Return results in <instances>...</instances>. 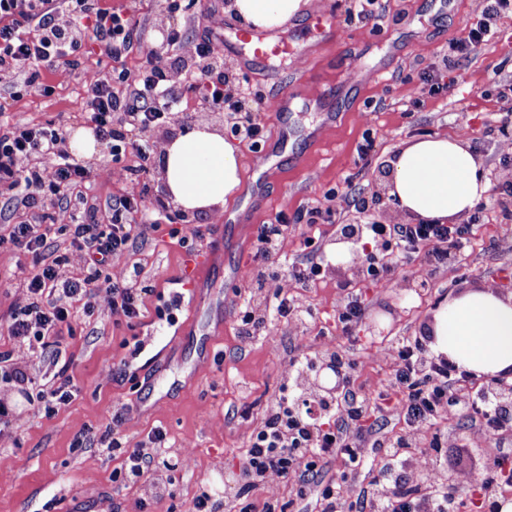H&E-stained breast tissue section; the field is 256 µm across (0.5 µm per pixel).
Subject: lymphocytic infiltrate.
Returning a JSON list of instances; mask_svg holds the SVG:
<instances>
[{
  "label": "lymphocytic infiltrate",
  "instance_id": "lymphocytic-infiltrate-1",
  "mask_svg": "<svg viewBox=\"0 0 512 512\" xmlns=\"http://www.w3.org/2000/svg\"><path fill=\"white\" fill-rule=\"evenodd\" d=\"M508 13H512V0H483L477 21L450 39L449 53L467 56L485 45L495 34L497 20ZM136 26L129 11L108 7L101 0H0V77L19 84L24 92L49 96L52 86L29 73L31 63L53 71L71 69L89 43L112 58H121ZM165 39L177 60L194 62V69L176 76L170 67L150 59L134 72L121 69L94 74L83 97V116L97 137L110 143L113 161L129 154L139 158V166L132 170L136 176L148 175L147 162L159 149L158 143L143 140L142 132L163 122L182 103L175 85L197 93L202 103L226 107L231 115L240 114L243 108L241 100L227 91L222 41L187 39L173 26L166 28ZM67 132L64 124L36 123L21 113L0 123V199L27 214L26 220L0 233V248L22 250L38 264L26 285L28 298L11 311L6 329L36 357L58 345L76 317L75 303L97 291L108 295L116 321L130 324L142 317L153 290L141 284L138 268L119 269L115 263L135 240L146 239L169 220L162 202L145 206L151 192L145 183L138 193L114 199L111 224H95L87 200L74 190L97 180L117 179L118 174L71 155L66 149ZM54 227L69 234L82 256L84 275L64 276L66 259L62 256L44 262L45 239ZM295 230L284 215L277 223L259 225L246 280L251 287L272 293L276 316L302 325L312 320L313 312L304 306L298 291L320 276L323 265L311 260L282 265L280 258ZM359 234L392 252L391 259L381 263L362 257L360 272L365 278L389 281L402 259L416 253L420 262L414 274L424 281L437 271L456 269L470 244L472 227L424 221L368 223L360 226ZM374 356L393 366L394 384L404 393L397 415L407 433L388 438L392 450L419 441L434 451L444 447L446 438L438 424L453 410L472 419L471 446L485 447L512 432V400L470 384L468 374L448 359L431 355L421 338L392 341L378 347ZM331 358L341 380L339 400L306 399L296 389L281 395L263 424L251 433L241 468L252 487L272 477L292 481L300 492L315 497L319 512H340V493L332 481L309 484V473L339 456L356 466L367 465L370 453L364 444V422L372 412L387 410L386 405L372 404L361 394L350 360L337 352ZM122 424V415H113L114 433L106 450L124 458L115 479L135 486L145 483L163 463L158 447L165 436L155 433L152 447L130 450L119 433ZM380 476L383 492L376 497V512H444L459 488L477 483L490 495L506 473L499 461L480 477L459 471L451 484L436 471L414 469L402 474L388 467Z\"/></svg>",
  "mask_w": 512,
  "mask_h": 512
}]
</instances>
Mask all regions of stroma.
<instances>
[{
  "label": "stroma",
  "instance_id": "35a3bbf8",
  "mask_svg": "<svg viewBox=\"0 0 512 512\" xmlns=\"http://www.w3.org/2000/svg\"><path fill=\"white\" fill-rule=\"evenodd\" d=\"M134 16L133 42L121 59L92 51L70 70L42 71L55 87L50 97L17 95L0 87V112L25 113L31 121L64 120L75 137L85 139L77 156L90 165L111 164L110 145L97 142L82 117V96L88 78L112 68L135 69L146 50L160 47L159 20L183 29L191 39L208 26V8L222 12L225 27L240 20L225 12L224 0H197L172 11L168 0H105ZM322 0H309L281 32L300 45L299 54L274 58L248 67L232 52L224 54V70L232 75L233 92L268 100L280 91H295L291 112L266 113L267 132L259 146L236 140L240 152L238 192L217 213L189 217V227H201L203 237L179 242L169 225L149 239L136 241L124 257L138 267L144 285L156 293L146 300V312L133 324L115 322L105 292L93 298L94 310L81 316L75 331L60 338L57 353L41 358L9 339L3 325L15 305L27 298L25 282L33 267L21 252L0 248V352L25 366L36 384L46 383L68 367L77 392L53 417H45L35 395L22 396L0 382V397L9 399L11 424L0 431V512H189L194 498L210 484L221 487L216 512H235L241 485L235 479L247 438L264 420L268 406L289 387L288 365L301 352L333 350L355 365L357 384L368 398L394 376L392 365L372 358L375 347L401 337H421L448 294L475 285H512V221L498 213L512 203L500 192L512 174V153L503 154L498 135L488 126L495 113L512 104V14L497 23V33L482 49L448 67V41L476 22L481 0H377L376 27L356 16L354 0H332L335 46L316 44L305 28ZM365 78H357L354 66ZM314 75L334 86L322 111L308 108L312 92H296L299 79ZM336 115L333 128L318 141L310 132L320 126L323 112ZM373 137L375 152L366 168L355 164L358 143ZM425 136L473 140L490 185L466 223L472 224L471 244L458 269L436 274L427 285L414 277L415 261L398 267L389 285L359 282L349 272L340 251L338 225L405 224L407 215L380 196L387 180L386 160L405 141ZM266 150V168H255L257 151ZM347 198L344 209L330 221L301 224L288 241L287 258L305 259L304 238H314L321 250L323 273L302 291L316 319L296 328L286 319L271 321L270 336L250 341L239 337L238 312L247 303L266 314L268 293L248 287L244 271L252 257L255 229L275 223L279 214L295 216L322 205L329 193ZM379 197V205L361 213L358 198ZM223 240L224 256L210 273L195 280L187 261ZM356 285L365 299V316L343 334L336 326V309L343 286ZM123 414L127 447L147 443L155 430L166 434L163 447L169 467L153 472L143 485L129 489L114 482L120 459L103 452L99 438L111 433L112 417ZM468 419L456 414L444 423L450 443L440 453L421 455L407 449L401 465L423 458L427 467L443 471H482L493 460L494 448L469 447ZM93 442L76 447L83 430ZM319 479L335 481L345 503L362 506L373 476L353 471L344 460L326 465ZM256 503L268 502L285 512H316L313 497H300L282 478H271L249 493Z\"/></svg>",
  "mask_w": 512,
  "mask_h": 512
}]
</instances>
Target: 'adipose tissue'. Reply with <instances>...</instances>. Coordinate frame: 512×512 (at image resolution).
<instances>
[{
  "label": "adipose tissue",
  "mask_w": 512,
  "mask_h": 512,
  "mask_svg": "<svg viewBox=\"0 0 512 512\" xmlns=\"http://www.w3.org/2000/svg\"><path fill=\"white\" fill-rule=\"evenodd\" d=\"M308 0H230L229 12L262 29L285 25ZM386 193L416 219L452 224L489 189L481 159L465 139L427 136L404 142L389 158ZM160 172L170 199L192 214L223 206L237 191L238 151L223 135L191 126L165 146ZM433 348L475 376L512 379V294L474 286L450 295L428 330Z\"/></svg>",
  "instance_id": "ef3b65f1"
}]
</instances>
